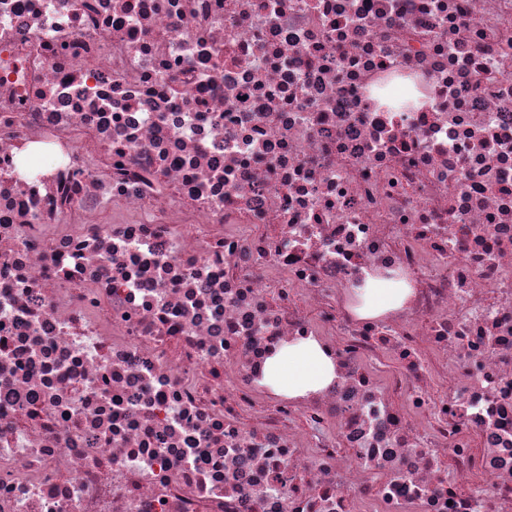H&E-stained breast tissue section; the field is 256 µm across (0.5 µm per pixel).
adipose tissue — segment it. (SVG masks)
Returning a JSON list of instances; mask_svg holds the SVG:
<instances>
[{
    "label": "adipose tissue",
    "instance_id": "adipose-tissue-1",
    "mask_svg": "<svg viewBox=\"0 0 512 512\" xmlns=\"http://www.w3.org/2000/svg\"><path fill=\"white\" fill-rule=\"evenodd\" d=\"M334 377L331 360L312 339L291 343L267 358L263 383L274 394L298 399L328 385Z\"/></svg>",
    "mask_w": 512,
    "mask_h": 512
}]
</instances>
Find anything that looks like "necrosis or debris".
<instances>
[{
  "mask_svg": "<svg viewBox=\"0 0 512 512\" xmlns=\"http://www.w3.org/2000/svg\"><path fill=\"white\" fill-rule=\"evenodd\" d=\"M0 512H512V0H0ZM361 303L356 312L361 317H378L401 305L409 288H360ZM333 377L331 360L308 339L285 345L267 358L262 384L276 395L298 399L325 387Z\"/></svg>",
  "mask_w": 512,
  "mask_h": 512,
  "instance_id": "4bbe7bcc",
  "label": "necrosis or debris"
}]
</instances>
